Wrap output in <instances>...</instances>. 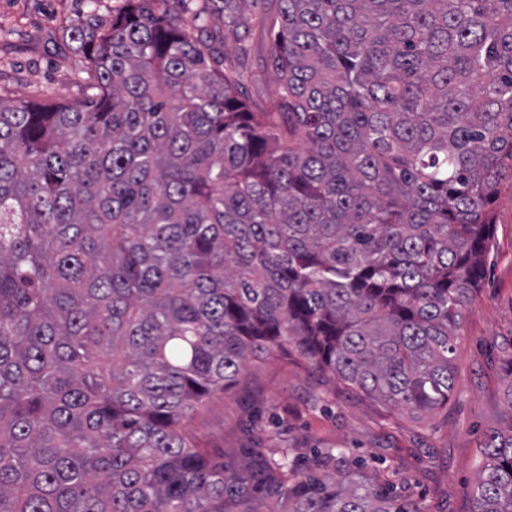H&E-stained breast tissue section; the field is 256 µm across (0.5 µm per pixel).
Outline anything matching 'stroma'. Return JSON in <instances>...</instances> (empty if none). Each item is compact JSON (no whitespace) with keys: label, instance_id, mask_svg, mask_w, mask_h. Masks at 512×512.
Returning a JSON list of instances; mask_svg holds the SVG:
<instances>
[{"label":"stroma","instance_id":"35a3bbf8","mask_svg":"<svg viewBox=\"0 0 512 512\" xmlns=\"http://www.w3.org/2000/svg\"><path fill=\"white\" fill-rule=\"evenodd\" d=\"M125 0H0V99L14 103L84 94V59L73 28L111 21ZM278 0H246L239 32L246 55L227 49L224 65L246 71L244 92L263 105L278 81L267 67L272 41L261 27ZM485 277L463 310L453 354L456 387L446 408L413 414L380 404L298 354L249 363L242 380L204 402L189 428L211 452L236 460L242 449L288 446L304 459L349 449L368 474L388 480L422 512H471L481 445L507 426L512 387V187L492 206Z\"/></svg>","mask_w":512,"mask_h":512}]
</instances>
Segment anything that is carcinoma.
I'll return each instance as SVG.
<instances>
[{
	"mask_svg": "<svg viewBox=\"0 0 512 512\" xmlns=\"http://www.w3.org/2000/svg\"><path fill=\"white\" fill-rule=\"evenodd\" d=\"M169 0L72 30L94 94L0 100V512H420L326 448L211 454L188 423L292 348L448 405L512 184V0H279L278 99ZM509 426L472 512H512Z\"/></svg>",
	"mask_w": 512,
	"mask_h": 512,
	"instance_id": "obj_1",
	"label": "carcinoma"
}]
</instances>
